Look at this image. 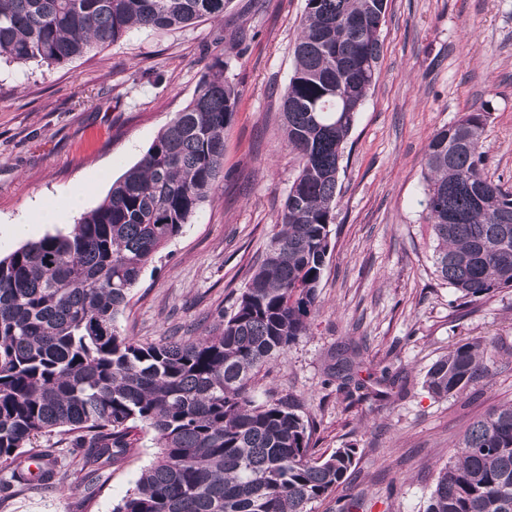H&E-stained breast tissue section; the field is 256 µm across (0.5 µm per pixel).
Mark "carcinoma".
I'll return each mask as SVG.
<instances>
[{
  "label": "carcinoma",
  "instance_id": "carcinoma-1",
  "mask_svg": "<svg viewBox=\"0 0 512 512\" xmlns=\"http://www.w3.org/2000/svg\"><path fill=\"white\" fill-rule=\"evenodd\" d=\"M228 0H0V55L66 65L133 29L171 30L224 16ZM388 0H306L282 94L285 143L299 158L277 231L230 315L204 336L142 343L117 319L142 269L182 233L224 168V128L240 99L228 62L207 66L194 96L105 199L68 234L0 258V487L64 483L67 434L85 448L83 500L133 448L144 424L157 451L113 512H310L355 464L329 457L295 401L262 402L255 374L310 331L329 254L343 145L376 80ZM489 112L465 113L430 136L425 210L437 276L472 305L512 288V187L481 171ZM494 345L457 344L429 369L440 398L488 377ZM330 381L368 389L331 357ZM426 512H512V403L476 417L442 467Z\"/></svg>",
  "mask_w": 512,
  "mask_h": 512
}]
</instances>
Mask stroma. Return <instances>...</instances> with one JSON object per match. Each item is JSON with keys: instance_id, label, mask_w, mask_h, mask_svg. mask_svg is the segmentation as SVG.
Segmentation results:
<instances>
[{"instance_id": "1", "label": "stroma", "mask_w": 512, "mask_h": 512, "mask_svg": "<svg viewBox=\"0 0 512 512\" xmlns=\"http://www.w3.org/2000/svg\"><path fill=\"white\" fill-rule=\"evenodd\" d=\"M305 4L229 0L223 19L134 29L63 67L0 58V225L90 185L82 209L33 225L30 237L69 232L187 105L206 64L239 42L229 74L241 96L224 130V171L198 215L143 269L118 318L122 333L143 342L206 334L218 312H231L299 171L283 139L281 95ZM381 38L377 81L345 143L319 313L259 375L260 390L300 402L317 453L358 450L348 480L312 512H336L340 497L361 499L360 512H425L459 433L512 401V288L461 307L434 273L422 205L429 137L481 106L490 114L483 172L512 185V0H389ZM472 338L501 347L489 377L457 397L431 394L429 368ZM347 347L358 351L359 379L374 384L389 365L406 377L403 391L347 403L325 382L330 356ZM135 437L134 453L87 504L80 451L59 434L40 437V447L64 448L65 484L0 494V512H112L156 451L152 430Z\"/></svg>"}]
</instances>
